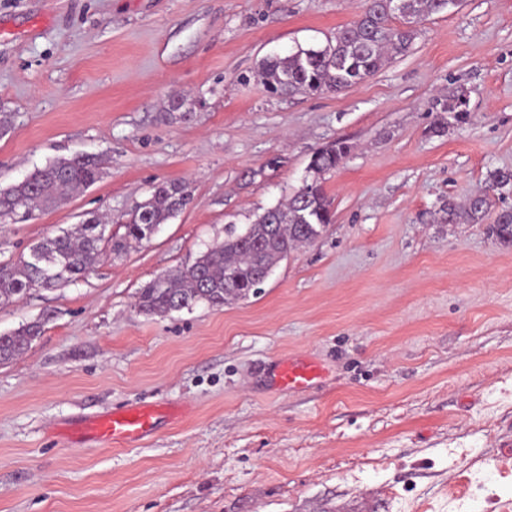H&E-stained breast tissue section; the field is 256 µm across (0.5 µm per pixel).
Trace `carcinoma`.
Masks as SVG:
<instances>
[{
	"instance_id": "1",
	"label": "carcinoma",
	"mask_w": 512,
	"mask_h": 512,
	"mask_svg": "<svg viewBox=\"0 0 512 512\" xmlns=\"http://www.w3.org/2000/svg\"><path fill=\"white\" fill-rule=\"evenodd\" d=\"M452 0H400L401 9L392 11L387 0H364L359 18L336 30L323 46H301L288 54L266 57L257 77L278 95H322L338 93L382 69L390 60L406 55L419 19L446 12ZM469 99L460 90L435 102L439 113L435 131L462 124L469 116ZM350 145L337 139L311 156V180L290 197L258 215L243 233L234 227L224 241L202 252L188 265L166 273L164 280L150 281L138 292L136 307L145 314L190 309L198 303L222 307L255 292L257 281L277 265L282 253L311 243L332 223V201L319 176L339 167ZM101 175V162L90 154L56 158L35 168L22 181L0 190V209L10 216L6 223L33 219L52 207L65 190L76 192L94 185ZM191 203L186 186L178 181L157 184L129 217L113 222L124 228L118 237L104 239L105 225L93 214L72 230L47 237L34 245L26 257L0 264V307L12 303L34 288H62L83 277L100 262L107 251L117 254L133 244L148 241L160 225ZM487 196L479 195L463 207L453 203L444 209L450 224H480L488 215ZM488 233L501 245L512 246V209L495 214ZM44 323L35 321L10 334H0V362L13 359L41 335Z\"/></svg>"
}]
</instances>
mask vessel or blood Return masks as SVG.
<instances>
[{
	"label": "vessel or blood",
	"instance_id": "obj_1",
	"mask_svg": "<svg viewBox=\"0 0 512 512\" xmlns=\"http://www.w3.org/2000/svg\"><path fill=\"white\" fill-rule=\"evenodd\" d=\"M274 375L280 386L299 391L313 386L320 376L319 367L304 359L278 363ZM162 410L151 405L131 406L95 417L89 427V437L133 445L152 435Z\"/></svg>",
	"mask_w": 512,
	"mask_h": 512
}]
</instances>
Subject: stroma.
<instances>
[{
  "instance_id": "35a3bbf8",
  "label": "stroma",
  "mask_w": 512,
  "mask_h": 512,
  "mask_svg": "<svg viewBox=\"0 0 512 512\" xmlns=\"http://www.w3.org/2000/svg\"><path fill=\"white\" fill-rule=\"evenodd\" d=\"M362 0H0V187L79 153L88 189L0 227L13 262L91 212L187 182L194 202L83 279L0 307L46 317L0 363V512H512V247L444 204L512 208V0H460L407 55L340 93L269 94L268 55L320 45ZM469 118L433 131L457 90ZM179 93L190 116L171 110ZM335 219L258 294L166 316L140 288L244 230L336 139ZM323 374L277 386L276 363ZM171 405L138 445L79 437L96 414ZM489 203L486 195H479L468 201L463 207L448 203L444 208L448 224H480L488 215ZM320 368L305 359H288L275 366L274 376L277 383L291 391L307 389L316 383L320 376Z\"/></svg>"
}]
</instances>
